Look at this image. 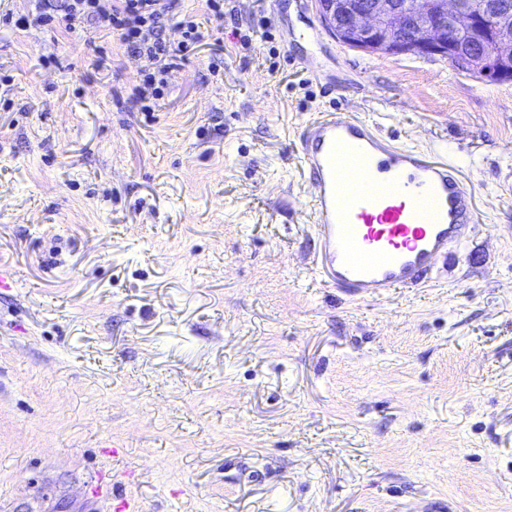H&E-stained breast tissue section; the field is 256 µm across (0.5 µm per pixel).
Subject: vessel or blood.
<instances>
[{"label":"vessel or blood","mask_w":512,"mask_h":512,"mask_svg":"<svg viewBox=\"0 0 512 512\" xmlns=\"http://www.w3.org/2000/svg\"><path fill=\"white\" fill-rule=\"evenodd\" d=\"M299 142L319 240L316 270L353 300L428 285L480 222L474 193L451 161L392 145L370 120L320 112Z\"/></svg>","instance_id":"vessel-or-blood-1"}]
</instances>
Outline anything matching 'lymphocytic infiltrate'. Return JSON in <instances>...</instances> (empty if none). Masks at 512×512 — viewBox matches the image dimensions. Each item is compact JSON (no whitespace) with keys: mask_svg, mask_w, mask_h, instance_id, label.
Segmentation results:
<instances>
[{"mask_svg":"<svg viewBox=\"0 0 512 512\" xmlns=\"http://www.w3.org/2000/svg\"><path fill=\"white\" fill-rule=\"evenodd\" d=\"M35 21L71 31L88 22L116 40L128 56L142 63L130 98L149 116L160 110L172 72L204 37L201 22L181 14L179 0H38ZM172 21L181 30L175 45L165 37Z\"/></svg>","mask_w":512,"mask_h":512,"instance_id":"lymphocytic-infiltrate-1","label":"lymphocytic infiltrate"}]
</instances>
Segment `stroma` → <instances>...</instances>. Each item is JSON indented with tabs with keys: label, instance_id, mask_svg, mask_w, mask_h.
<instances>
[{
	"label": "stroma",
	"instance_id": "obj_1",
	"mask_svg": "<svg viewBox=\"0 0 512 512\" xmlns=\"http://www.w3.org/2000/svg\"><path fill=\"white\" fill-rule=\"evenodd\" d=\"M34 10L0 0V512H102L120 469L145 512H512V81L226 0L149 121L137 59ZM339 108L458 163L446 279L316 277L297 146Z\"/></svg>",
	"mask_w": 512,
	"mask_h": 512
}]
</instances>
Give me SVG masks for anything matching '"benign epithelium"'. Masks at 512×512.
Here are the masks:
<instances>
[{"label": "benign epithelium", "mask_w": 512, "mask_h": 512, "mask_svg": "<svg viewBox=\"0 0 512 512\" xmlns=\"http://www.w3.org/2000/svg\"><path fill=\"white\" fill-rule=\"evenodd\" d=\"M324 29L365 52L443 58L480 81L512 77V5L505 0H314Z\"/></svg>", "instance_id": "7a95c632"}]
</instances>
